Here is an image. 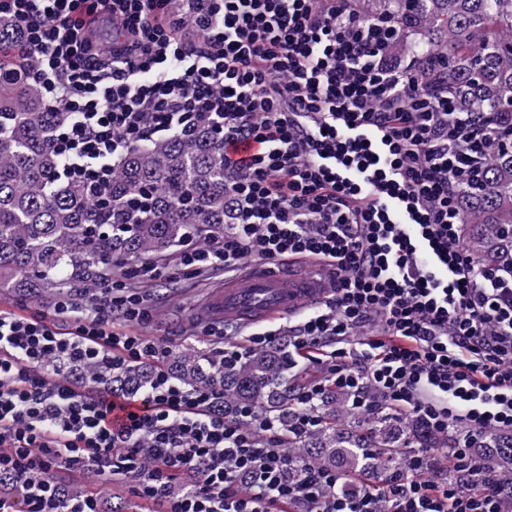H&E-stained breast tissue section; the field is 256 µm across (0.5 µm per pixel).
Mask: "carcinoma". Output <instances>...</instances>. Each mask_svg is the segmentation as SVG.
Listing matches in <instances>:
<instances>
[{
  "label": "carcinoma",
  "instance_id": "cac0c4a2",
  "mask_svg": "<svg viewBox=\"0 0 512 512\" xmlns=\"http://www.w3.org/2000/svg\"><path fill=\"white\" fill-rule=\"evenodd\" d=\"M381 2L375 10L359 3L360 14L393 20L403 34L397 49L417 58V77L448 93L460 121L493 122L486 153L478 158L479 177L460 193V234L480 270H512V0ZM21 46L15 21L0 15V288L39 300L65 288L91 290L112 275L115 261L166 256L191 236L203 242L224 234L232 223V198L217 123L133 147L93 204L82 186L59 179L63 162L51 137L73 115L46 108ZM171 367L189 385L221 383L229 417L246 406L287 430L299 407L279 346L252 350L220 374L204 350L178 349L161 363L115 371L109 384L134 394ZM345 410L349 395L326 389L315 407L319 424L302 439L288 434V445L305 461L352 480L367 468L404 474L412 449H452L473 436L461 424L436 433L386 409L359 425L345 420ZM473 437L484 449L485 465L512 487V432L486 429Z\"/></svg>",
  "mask_w": 512,
  "mask_h": 512
}]
</instances>
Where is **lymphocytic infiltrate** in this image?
Wrapping results in <instances>:
<instances>
[{
    "instance_id": "f902f5d3",
    "label": "lymphocytic infiltrate",
    "mask_w": 512,
    "mask_h": 512,
    "mask_svg": "<svg viewBox=\"0 0 512 512\" xmlns=\"http://www.w3.org/2000/svg\"><path fill=\"white\" fill-rule=\"evenodd\" d=\"M357 0H0L25 35L49 109L75 113L52 137L67 182L108 181L132 147L219 119L233 221L216 243L189 241L171 262L119 265L92 305L56 315L0 310V512H103L100 495L49 477L66 468L118 477L164 512H512L498 475L462 442V481L411 471L345 490L343 475L300 461L327 386L370 416L387 402L435 431L512 430V275H486L461 244L459 178L485 144L392 53L398 29ZM117 29L100 45L99 17ZM257 143L250 158L233 148ZM315 259L327 301L288 342L321 351L290 428L224 414L222 385L161 372L138 400L83 391L78 372H112L169 354L117 331L152 313L137 284L175 273L237 272L249 257ZM126 408L120 426L112 411Z\"/></svg>"
}]
</instances>
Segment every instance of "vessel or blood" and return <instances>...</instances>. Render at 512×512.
<instances>
[{
    "mask_svg": "<svg viewBox=\"0 0 512 512\" xmlns=\"http://www.w3.org/2000/svg\"><path fill=\"white\" fill-rule=\"evenodd\" d=\"M327 294L324 273L248 263L223 287L210 292L205 312L247 329L286 315H299L323 302Z\"/></svg>",
    "mask_w": 512,
    "mask_h": 512,
    "instance_id": "1",
    "label": "vessel or blood"
}]
</instances>
